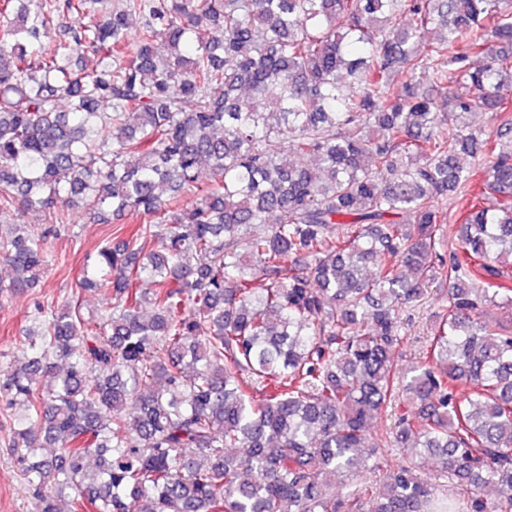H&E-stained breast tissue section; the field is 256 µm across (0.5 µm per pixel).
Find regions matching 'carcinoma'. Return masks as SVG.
Here are the masks:
<instances>
[{"label": "carcinoma", "mask_w": 512, "mask_h": 512, "mask_svg": "<svg viewBox=\"0 0 512 512\" xmlns=\"http://www.w3.org/2000/svg\"><path fill=\"white\" fill-rule=\"evenodd\" d=\"M98 3L0 0V293L47 263L24 214L148 218L83 277L112 306L37 307L0 380L42 512H365L386 446L370 512H512V0ZM446 288L440 282L429 283L426 286L422 300L415 307H411L403 314L406 331V342L402 355L397 359L399 367L404 371L408 369L419 357V352L425 345L429 336L433 334L435 314L438 311ZM400 460V456L393 448H381L375 461L373 458L369 461L370 466H372L374 462L378 463L380 471H375V474H366L363 479L354 481L353 484L357 485V489H360L361 491L369 489L373 484V480H375L376 475L378 476L380 473H384L386 470L396 467Z\"/></svg>", "instance_id": "carcinoma-1"}]
</instances>
